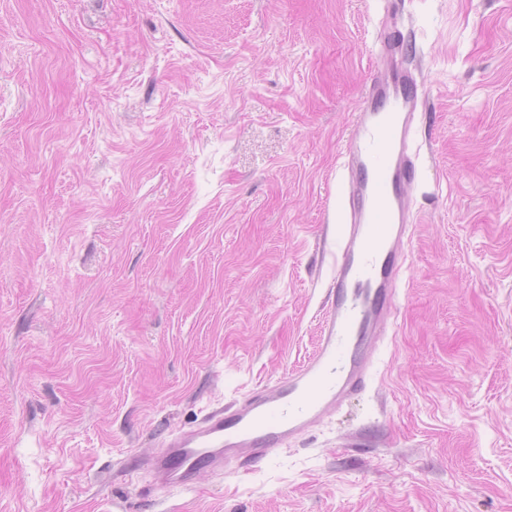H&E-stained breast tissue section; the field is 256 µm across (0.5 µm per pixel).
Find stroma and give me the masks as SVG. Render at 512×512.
Here are the masks:
<instances>
[{"label":"stroma","mask_w":512,"mask_h":512,"mask_svg":"<svg viewBox=\"0 0 512 512\" xmlns=\"http://www.w3.org/2000/svg\"><path fill=\"white\" fill-rule=\"evenodd\" d=\"M386 0H0V512H512V0H402L419 222L364 392L245 475L124 461L314 351Z\"/></svg>","instance_id":"stroma-1"}]
</instances>
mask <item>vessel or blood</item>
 Masks as SVG:
<instances>
[{"label":"vessel or blood","instance_id":"b4317fda","mask_svg":"<svg viewBox=\"0 0 512 512\" xmlns=\"http://www.w3.org/2000/svg\"><path fill=\"white\" fill-rule=\"evenodd\" d=\"M397 32L388 27L372 47L373 71L342 153L347 216L315 351L137 459L133 467L148 471L150 490L186 491L201 475L256 467L365 389L377 346L395 324L417 170L407 138L427 97L424 83L394 58Z\"/></svg>","mask_w":512,"mask_h":512}]
</instances>
